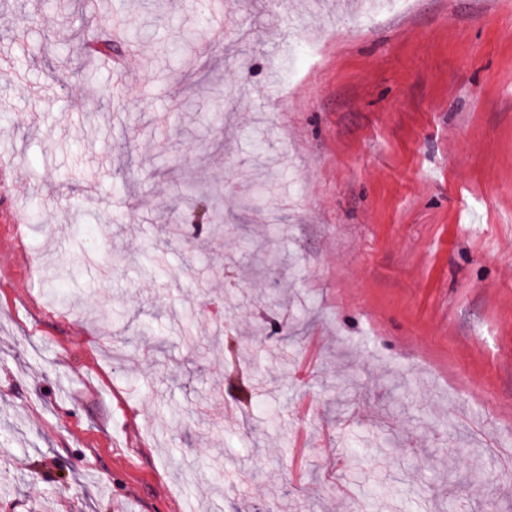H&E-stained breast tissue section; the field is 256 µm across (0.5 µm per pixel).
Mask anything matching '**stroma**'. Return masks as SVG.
I'll use <instances>...</instances> for the list:
<instances>
[{
    "mask_svg": "<svg viewBox=\"0 0 512 512\" xmlns=\"http://www.w3.org/2000/svg\"><path fill=\"white\" fill-rule=\"evenodd\" d=\"M195 3L0 0V512H512V0Z\"/></svg>",
    "mask_w": 512,
    "mask_h": 512,
    "instance_id": "obj_1",
    "label": "stroma"
}]
</instances>
